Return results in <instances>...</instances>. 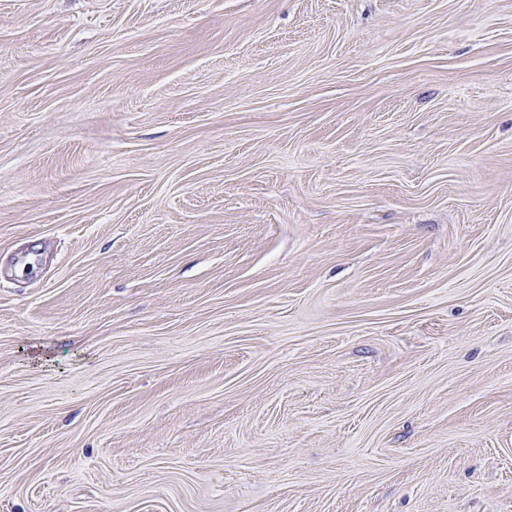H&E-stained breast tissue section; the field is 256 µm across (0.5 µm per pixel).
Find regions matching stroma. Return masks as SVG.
<instances>
[{"label":"stroma","instance_id":"1","mask_svg":"<svg viewBox=\"0 0 512 512\" xmlns=\"http://www.w3.org/2000/svg\"><path fill=\"white\" fill-rule=\"evenodd\" d=\"M0 512H512V0H0Z\"/></svg>","mask_w":512,"mask_h":512}]
</instances>
